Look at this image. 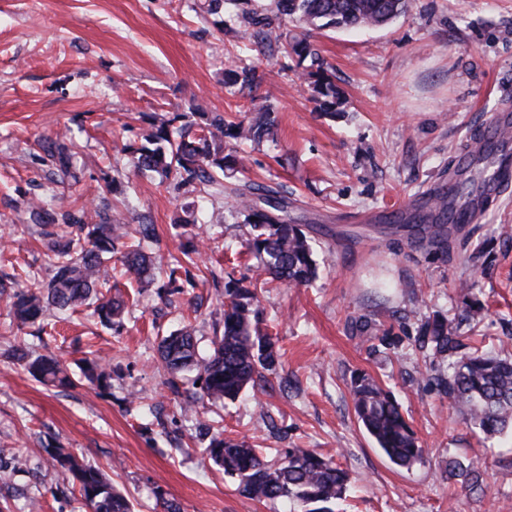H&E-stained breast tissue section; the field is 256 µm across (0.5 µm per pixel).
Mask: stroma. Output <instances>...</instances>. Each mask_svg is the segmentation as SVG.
<instances>
[{
    "label": "stroma",
    "instance_id": "obj_1",
    "mask_svg": "<svg viewBox=\"0 0 512 512\" xmlns=\"http://www.w3.org/2000/svg\"><path fill=\"white\" fill-rule=\"evenodd\" d=\"M203 0H0V275L49 278L51 265L31 203L64 198L90 208L110 202L114 222L155 226L147 247L160 261L147 288L110 281L128 299L119 322L102 326L82 306L17 331L0 298V512H85L71 475L52 465L60 446L105 471L135 512H283L280 502L241 495L201 450L197 423L214 420L225 437L264 455L314 449L345 469L344 512H512V434L485 439L442 392L447 364L429 359L414 338L442 315L476 332L484 348L512 356V189L471 223L484 249L461 292L458 260L409 245L393 214L424 205L449 162L477 150L512 100V0H410L383 27L303 30L336 92L325 108L305 65L269 43L241 41L232 14L211 15ZM256 68L252 85L230 83L236 66ZM228 113L250 120L268 110L273 139L226 153L244 158L259 187L287 196L289 211L315 250L319 277L308 288L273 281L259 257L240 250L250 231L232 198L214 210L194 262L171 299L166 264L180 241L171 225L190 198L159 174L134 172L132 148L158 111ZM59 140L72 165L42 160L38 140ZM261 287L258 320L277 338L281 364L234 401H203L182 413L158 354L161 336L190 327L209 352L222 318L224 282ZM480 304L461 320L467 304ZM372 323V340L353 331ZM23 348L69 366L86 355L112 365V387L79 381L48 387L10 356ZM392 391L425 450L421 463L392 464L356 421L354 375ZM138 390L140 403L128 399ZM479 458L485 491L449 477L448 459Z\"/></svg>",
    "mask_w": 512,
    "mask_h": 512
}]
</instances>
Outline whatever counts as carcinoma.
<instances>
[{
  "label": "carcinoma",
  "instance_id": "cac0c4a2",
  "mask_svg": "<svg viewBox=\"0 0 512 512\" xmlns=\"http://www.w3.org/2000/svg\"><path fill=\"white\" fill-rule=\"evenodd\" d=\"M274 7L258 12L245 8L249 0H205L204 8L218 14L230 6L245 23L243 36L268 38L285 44L299 58L311 59L316 70L307 72L316 92L324 97L334 93L327 70L320 63L316 49L305 38H288V20H296L318 29L351 30L379 26L403 13L408 0H273ZM199 119V133L191 136L183 120L187 114H156L142 143L132 150L131 163L139 171L159 173L173 179L175 188L199 185L206 193L228 194L241 200L248 211L250 237L242 248L262 257L271 278L290 287H308L318 276L315 252L308 237L288 217V199L272 189L259 195L263 206L253 203L256 187L243 178L233 186L224 185L226 140L239 146L260 142L273 136L274 120L263 112L245 122L234 121L220 113L211 116L192 113ZM42 149L65 172L71 164L67 147L52 140L42 142ZM35 223L46 228L47 247L53 254L54 275L42 284L31 278L18 281L9 276L0 279V288L15 289L11 311L20 327L50 315L82 306L94 298L101 321L112 324L126 307L121 297L102 293L110 281L107 266L112 258L120 260L124 273L141 282L153 276L152 256L139 246L127 243V232L114 224L102 210L89 215L83 206H72L60 213L59 220L68 230H52L57 218L40 205L30 207ZM461 212L448 195L434 193L429 211L413 216L419 243L443 256L455 255L466 267L475 258L468 252L469 238L461 235ZM205 220L197 209L187 207L174 221L179 238L187 235L190 225ZM260 297L255 289L242 288L234 280L224 284L223 332L216 337L212 352L204 355L195 336L181 330L164 337L160 354L171 374L195 371L201 380L202 394L193 396L184 410L191 411L203 398L213 401L234 399L262 373H274L281 354L269 334L258 325ZM418 348L428 356L449 362L451 373L443 384L448 402L462 414L466 423L489 438L512 429V358H502L469 343L460 326L437 316L421 325L416 338ZM15 359L41 382L67 387L73 384L66 367L59 360L34 356L20 350ZM83 378L100 390L110 387L111 366L99 358L86 359ZM354 415L382 453L399 467L409 468L422 461L424 448L405 419L399 404L389 392L366 377L354 379L351 387ZM206 456L224 474L237 480V490L257 501L285 499L301 512H332L328 504L342 499L349 484V474L310 448H290L282 461L270 464L260 452L244 441L211 438L204 449ZM58 467L78 482L81 501L90 512H132L125 495L112 486L100 468L86 463L63 448L51 449ZM449 472L461 484L482 489V469L477 461L454 458Z\"/></svg>",
  "mask_w": 512,
  "mask_h": 512
}]
</instances>
